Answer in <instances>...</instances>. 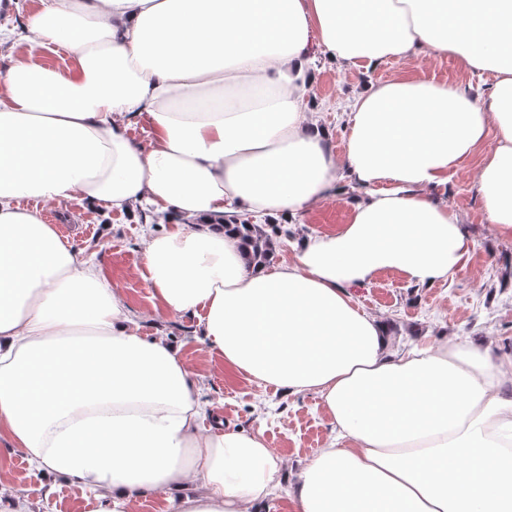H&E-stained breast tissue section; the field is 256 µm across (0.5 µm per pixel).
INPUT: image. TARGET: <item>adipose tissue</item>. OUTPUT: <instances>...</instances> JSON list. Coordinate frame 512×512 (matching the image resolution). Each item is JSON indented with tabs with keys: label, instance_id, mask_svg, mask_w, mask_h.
<instances>
[{
	"label": "adipose tissue",
	"instance_id": "adipose-tissue-1",
	"mask_svg": "<svg viewBox=\"0 0 512 512\" xmlns=\"http://www.w3.org/2000/svg\"><path fill=\"white\" fill-rule=\"evenodd\" d=\"M42 3L0 28L17 50L0 78V444L102 490L97 512L153 491L174 512H263L283 485L293 512H512V354L462 337L395 350L348 293L459 270L476 243L433 191L473 156L486 219L512 235V0ZM52 46L69 71L34 61ZM421 57L490 75V93L368 83L336 156L310 102L317 59L367 73ZM348 185L347 224L279 263L250 261L224 223L291 221ZM70 198L162 223L145 284L164 315L202 312L228 375L319 395L334 436L292 482L260 432L201 428L180 347L140 336L96 258L23 205Z\"/></svg>",
	"mask_w": 512,
	"mask_h": 512
}]
</instances>
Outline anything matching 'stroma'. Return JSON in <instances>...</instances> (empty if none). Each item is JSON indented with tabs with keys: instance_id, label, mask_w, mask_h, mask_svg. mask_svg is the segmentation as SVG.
I'll use <instances>...</instances> for the list:
<instances>
[{
	"instance_id": "stroma-1",
	"label": "stroma",
	"mask_w": 512,
	"mask_h": 512,
	"mask_svg": "<svg viewBox=\"0 0 512 512\" xmlns=\"http://www.w3.org/2000/svg\"><path fill=\"white\" fill-rule=\"evenodd\" d=\"M399 72L460 83L479 97L486 96L491 86L490 76L466 73L449 58L393 61L365 76L354 71L324 70L314 95L322 106L321 119L332 131L331 146L336 154L345 151L342 112L348 103L366 81ZM478 164V158L467 160L452 175L450 188L444 193L477 243L462 268L448 280L429 287L410 284L398 274L385 272L351 291L364 312L388 325L395 346L467 336L490 344L495 353L512 354V236L501 235L485 219L475 182ZM36 207L46 223L63 229L64 241L74 250L95 255L104 265L137 320L141 336L182 344L188 367L213 404L209 423L219 422L247 433L262 431L267 447L286 462V480H293L299 467L324 447L332 434L320 398L312 393L286 396L241 376L228 377L223 363L197 340L199 315L168 317L155 313L142 278L143 227L130 216L90 211L75 200L40 201ZM347 218L343 200L328 196L275 238L276 257L291 258L296 240L335 231ZM0 464L9 469L13 492L25 498L30 512H96L98 508V491L70 479L46 480L18 449L1 445Z\"/></svg>"
}]
</instances>
